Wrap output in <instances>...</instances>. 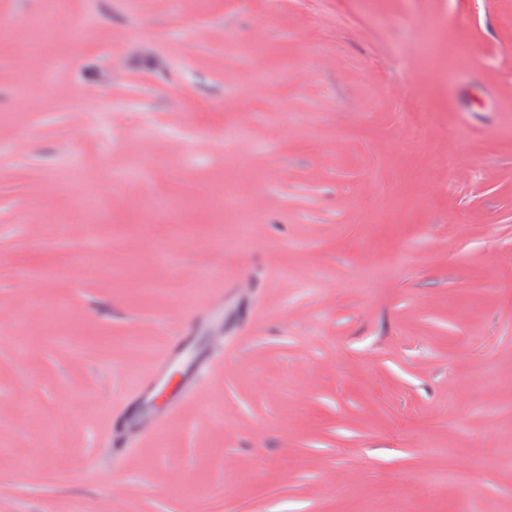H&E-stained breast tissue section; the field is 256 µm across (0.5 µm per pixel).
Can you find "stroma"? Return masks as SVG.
Here are the masks:
<instances>
[{
    "mask_svg": "<svg viewBox=\"0 0 512 512\" xmlns=\"http://www.w3.org/2000/svg\"><path fill=\"white\" fill-rule=\"evenodd\" d=\"M42 8L0 0V512H512V0H68L35 96ZM219 284L223 356L112 459ZM66 3L65 0H46L43 14L38 18L27 21L26 26L29 32L28 50L31 53L38 54L49 38L53 40H64L71 46H78L80 39L86 32V27L98 25L97 17L91 15L82 23L77 24L66 37L58 38L51 27V21L57 13L64 9Z\"/></svg>",
    "mask_w": 512,
    "mask_h": 512,
    "instance_id": "35a3bbf8",
    "label": "stroma"
}]
</instances>
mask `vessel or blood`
I'll return each instance as SVG.
<instances>
[{"instance_id":"vessel-or-blood-1","label":"vessel or blood","mask_w":512,"mask_h":512,"mask_svg":"<svg viewBox=\"0 0 512 512\" xmlns=\"http://www.w3.org/2000/svg\"><path fill=\"white\" fill-rule=\"evenodd\" d=\"M206 302L208 334H220L224 329L223 289H212ZM195 318L192 310L182 315L167 347L151 371L142 377L137 403L109 433L107 446L112 457L125 453L134 434L150 427L165 426L168 417L199 388L213 358L205 336H200L196 329Z\"/></svg>"}]
</instances>
